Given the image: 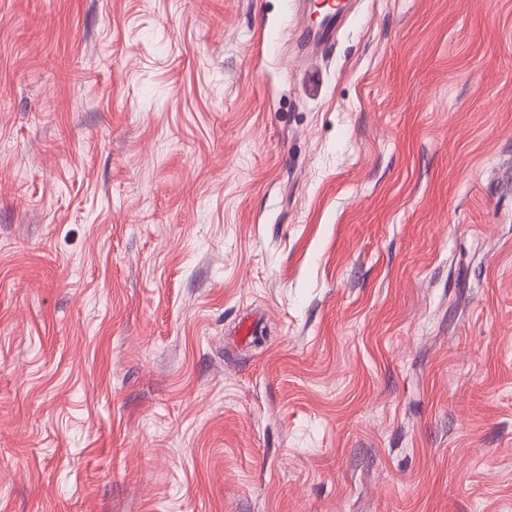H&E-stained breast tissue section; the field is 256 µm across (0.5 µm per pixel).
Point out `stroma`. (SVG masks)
Instances as JSON below:
<instances>
[{
  "label": "stroma",
  "mask_w": 512,
  "mask_h": 512,
  "mask_svg": "<svg viewBox=\"0 0 512 512\" xmlns=\"http://www.w3.org/2000/svg\"><path fill=\"white\" fill-rule=\"evenodd\" d=\"M347 4L0 0V512H512V0ZM345 4V2L337 4L336 1L325 0L315 5L317 9L314 12L318 13V24L314 26L313 36L318 42H328L335 36L336 25L340 21ZM320 5L322 7H319Z\"/></svg>",
  "instance_id": "1"
}]
</instances>
